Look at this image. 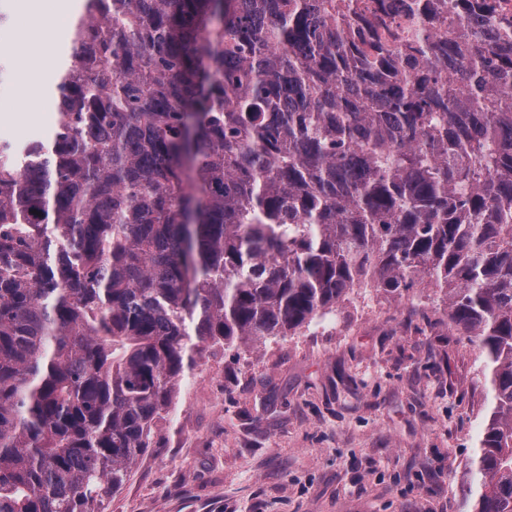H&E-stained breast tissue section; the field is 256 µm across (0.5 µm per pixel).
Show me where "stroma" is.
I'll return each mask as SVG.
<instances>
[{
	"label": "stroma",
	"mask_w": 512,
	"mask_h": 512,
	"mask_svg": "<svg viewBox=\"0 0 512 512\" xmlns=\"http://www.w3.org/2000/svg\"><path fill=\"white\" fill-rule=\"evenodd\" d=\"M78 0H0V140L48 137L22 71L68 40ZM478 350L435 293L355 292L333 330L309 326L185 369L151 448L103 512H466V472L489 406Z\"/></svg>",
	"instance_id": "1"
}]
</instances>
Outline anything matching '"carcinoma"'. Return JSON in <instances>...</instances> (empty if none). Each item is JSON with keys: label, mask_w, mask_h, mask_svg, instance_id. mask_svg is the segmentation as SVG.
<instances>
[{"label": "carcinoma", "mask_w": 512, "mask_h": 512, "mask_svg": "<svg viewBox=\"0 0 512 512\" xmlns=\"http://www.w3.org/2000/svg\"><path fill=\"white\" fill-rule=\"evenodd\" d=\"M360 47L336 0H82L48 141L0 143V512H103L191 352L434 289L512 512V43Z\"/></svg>", "instance_id": "carcinoma-1"}]
</instances>
